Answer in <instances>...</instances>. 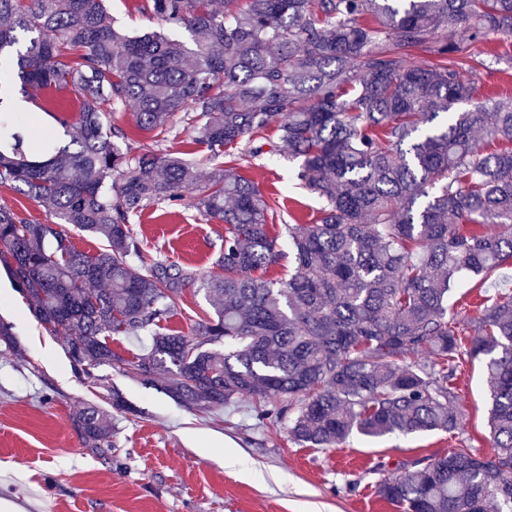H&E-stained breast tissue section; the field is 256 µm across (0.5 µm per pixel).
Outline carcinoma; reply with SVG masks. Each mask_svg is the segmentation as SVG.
I'll return each mask as SVG.
<instances>
[{"mask_svg": "<svg viewBox=\"0 0 512 512\" xmlns=\"http://www.w3.org/2000/svg\"><path fill=\"white\" fill-rule=\"evenodd\" d=\"M148 2L192 46L115 30L106 0H0V62L35 92L79 94L80 135L50 152L26 146L33 121H0V185L54 216L0 209V262L33 316L88 377L133 371L198 412L249 394L259 419L286 417L292 438L317 448L354 432L461 429L458 360L481 358L495 458L451 452L376 492L401 512H512V291L494 289L462 325L448 308L460 276L493 282L512 262V102L472 101L470 76L486 64L457 38L512 39V0ZM129 104L146 131L193 113L194 143L214 163L195 204L224 223V275L144 253L130 218L180 205L194 172L180 157L123 150L111 117ZM274 122L298 179L324 201L317 221L287 225L286 279L247 276L282 252L259 187L224 165L228 146L278 155L257 139ZM73 228L105 247L76 249ZM188 288L212 316L162 331ZM142 334L152 347L137 360L112 351L110 337ZM73 422L88 447H112L101 408Z\"/></svg>", "mask_w": 512, "mask_h": 512, "instance_id": "1", "label": "carcinoma"}]
</instances>
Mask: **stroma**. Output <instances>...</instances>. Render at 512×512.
Returning a JSON list of instances; mask_svg holds the SVG:
<instances>
[{
  "mask_svg": "<svg viewBox=\"0 0 512 512\" xmlns=\"http://www.w3.org/2000/svg\"><path fill=\"white\" fill-rule=\"evenodd\" d=\"M145 4L108 0L113 27L130 35L160 31L189 41L187 31L151 16ZM471 48L487 63L474 78L477 97H512V68L495 62L512 55V39H478ZM28 102L38 118V134H52L62 144L76 135L74 92L45 90ZM59 110L67 113L69 128L57 123ZM135 113L130 105L113 117L126 131L131 153L182 156L192 163L195 180L181 207H154L132 217L134 232L147 254L217 273L224 225L194 204L212 168L207 150L194 144L190 124L179 122L173 133L160 136L139 129ZM230 158L271 205L272 232L280 244L288 242L287 225L317 219L323 202L298 179L297 162L284 154L270 160L235 149ZM0 292L11 300L0 306V318L12 324L17 338L16 347L0 345V494L23 512H399L375 493L382 472L421 466L452 451L488 460L495 455L487 424V374L478 358L463 359L458 370L459 432L355 434L335 448H312L289 436L287 421H259L251 395L202 414L131 373L107 366L89 377L77 373L61 338L37 323L29 301L1 265ZM114 390L131 410L111 412L112 449L96 452L85 445L72 416L84 406L104 405ZM229 451L240 459L237 468L224 465Z\"/></svg>",
  "mask_w": 512,
  "mask_h": 512,
  "instance_id": "35a3bbf8",
  "label": "stroma"
}]
</instances>
